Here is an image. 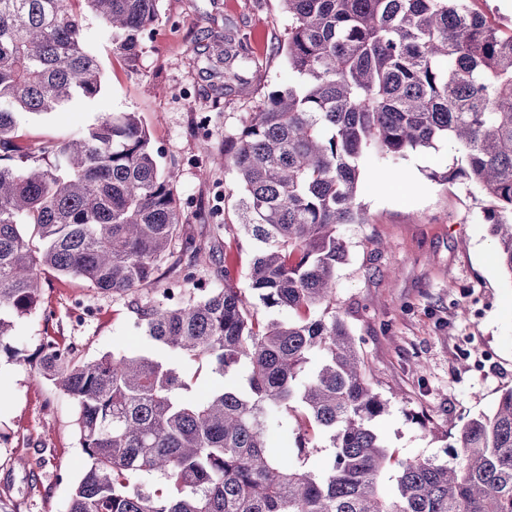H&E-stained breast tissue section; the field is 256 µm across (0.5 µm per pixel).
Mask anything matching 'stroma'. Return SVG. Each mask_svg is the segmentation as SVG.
Returning a JSON list of instances; mask_svg holds the SVG:
<instances>
[{
  "mask_svg": "<svg viewBox=\"0 0 512 512\" xmlns=\"http://www.w3.org/2000/svg\"><path fill=\"white\" fill-rule=\"evenodd\" d=\"M228 24L249 49L252 81L245 93L224 97L212 88L202 51ZM288 24L279 0H161L130 60L113 53L110 31L85 14L84 39L105 71L104 90L62 111L19 114V140H62L106 113H135L173 175L184 215L204 208L226 227L193 272L206 288L229 277L247 289L253 245L239 228L240 192L224 166V143L268 90L287 84ZM458 157L442 142L398 160L363 159L367 221L337 227L346 260L336 269V310L386 402L374 426L399 460L446 459L451 425L491 413L512 388V282L484 220L491 202L474 186L436 178ZM153 296L49 273L41 312L16 319L7 342L18 354L0 353V491L9 490L15 512H67L86 465L74 402L35 374L29 358L50 336L76 342L85 357L145 348L134 306ZM80 302L93 313L78 324L69 307Z\"/></svg>",
  "mask_w": 512,
  "mask_h": 512,
  "instance_id": "stroma-1",
  "label": "stroma"
}]
</instances>
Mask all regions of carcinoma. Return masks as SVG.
<instances>
[{
  "label": "carcinoma",
  "instance_id": "carcinoma-1",
  "mask_svg": "<svg viewBox=\"0 0 512 512\" xmlns=\"http://www.w3.org/2000/svg\"><path fill=\"white\" fill-rule=\"evenodd\" d=\"M159 2L0 0V346L14 319L40 310L45 271L133 293L163 279L175 241L195 258L205 249L135 113L64 141L21 148L15 135L17 114L94 99L106 84L84 13L133 58ZM279 2L291 78L224 149L255 246L249 292L227 270L222 288L189 272L178 300L136 309L151 349L83 358L52 337L33 354L77 407L87 465L68 512H512V388L455 429L448 460L401 461L394 494L380 493L392 455L374 420L386 402L334 307L346 257L336 227L364 223L360 161L441 141L461 160L437 178L492 200L485 220L512 278V29L469 0ZM209 61L220 89L249 86L232 30ZM260 305L295 316L262 323ZM175 357L206 361L224 383L186 395ZM282 416L297 426L291 455L269 441ZM317 433L334 448L318 473L304 465Z\"/></svg>",
  "mask_w": 512,
  "mask_h": 512
}]
</instances>
